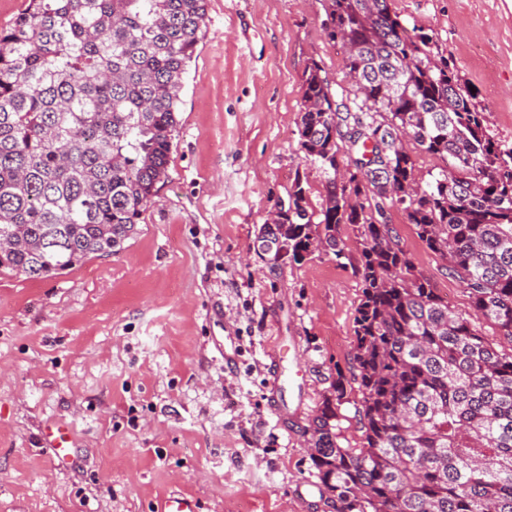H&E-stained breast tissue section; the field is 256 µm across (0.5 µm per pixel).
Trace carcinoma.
Instances as JSON below:
<instances>
[{"label":"carcinoma","instance_id":"carcinoma-1","mask_svg":"<svg viewBox=\"0 0 512 512\" xmlns=\"http://www.w3.org/2000/svg\"><path fill=\"white\" fill-rule=\"evenodd\" d=\"M207 0H27L0 28V273L41 280L110 255L168 178L187 67ZM350 87L306 71L298 122L323 175L295 176L255 235L271 269L362 239L352 377L360 445L339 443L341 369L306 432L332 512H512V350L496 349L415 273L398 208L476 315L512 344V145L433 37L389 0H326ZM451 161L421 183L406 147Z\"/></svg>","mask_w":512,"mask_h":512}]
</instances>
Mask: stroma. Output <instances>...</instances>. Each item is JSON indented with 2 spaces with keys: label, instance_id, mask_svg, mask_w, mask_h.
Returning a JSON list of instances; mask_svg holds the SVG:
<instances>
[{
  "label": "stroma",
  "instance_id": "1",
  "mask_svg": "<svg viewBox=\"0 0 512 512\" xmlns=\"http://www.w3.org/2000/svg\"><path fill=\"white\" fill-rule=\"evenodd\" d=\"M433 33L512 143V0H390ZM324 0H207L180 93L169 177L137 232L58 277L0 274V512H159L179 490L201 512H323L304 428L348 370L363 248L270 269L256 230L295 177L319 207L320 172L297 123L311 62L347 83ZM405 249L449 306L471 300L413 225ZM290 390L274 393L278 379ZM66 424L76 461L40 428Z\"/></svg>",
  "mask_w": 512,
  "mask_h": 512
}]
</instances>
